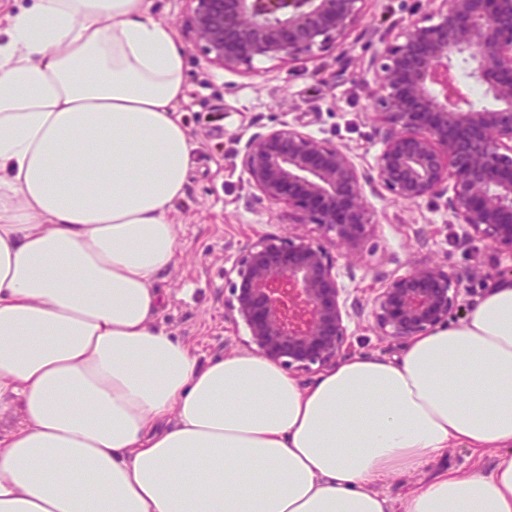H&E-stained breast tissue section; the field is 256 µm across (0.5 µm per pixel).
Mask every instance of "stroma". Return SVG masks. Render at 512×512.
I'll list each match as a JSON object with an SVG mask.
<instances>
[{
  "label": "stroma",
  "mask_w": 512,
  "mask_h": 512,
  "mask_svg": "<svg viewBox=\"0 0 512 512\" xmlns=\"http://www.w3.org/2000/svg\"><path fill=\"white\" fill-rule=\"evenodd\" d=\"M414 6V0H367L360 24L336 49L300 62L258 59L249 71L225 69L200 56L183 24L187 0H153L154 14L174 27L186 60V99L178 110L197 146L185 195L172 211L174 223L183 227L179 257L156 281L160 322L200 362L243 351L248 338L246 328L224 320V270L236 259L239 243L265 235L319 234L316 225L285 221L284 205L252 195L233 158L239 139L285 120L350 148L359 171L374 173L385 127L369 105L375 85L366 66L381 49L380 36L397 34ZM368 202L377 224L362 260L336 258L339 282L351 298L370 301L386 280L419 262L449 259L459 273L472 267L512 268L511 252L477 239L463 241L444 203L416 204L388 194L369 196ZM370 320L365 312L348 322L355 353L397 356L400 345L375 336ZM495 461L494 453L477 455L454 445L421 469L383 479L374 489L387 498L390 512H400L406 496L440 472L470 466L487 471Z\"/></svg>",
  "instance_id": "35a3bbf8"
}]
</instances>
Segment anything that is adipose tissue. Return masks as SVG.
<instances>
[{
    "instance_id": "ef3b65f1",
    "label": "adipose tissue",
    "mask_w": 512,
    "mask_h": 512,
    "mask_svg": "<svg viewBox=\"0 0 512 512\" xmlns=\"http://www.w3.org/2000/svg\"><path fill=\"white\" fill-rule=\"evenodd\" d=\"M152 0H35L0 41V512H512V278L400 357L300 388L158 325L195 146ZM495 461L496 455L492 452H485L479 456L469 448L454 445L421 469L404 477L383 479L374 484L373 489L387 498L391 512H400L401 503L406 496L440 472L474 465L487 471L493 467Z\"/></svg>"
}]
</instances>
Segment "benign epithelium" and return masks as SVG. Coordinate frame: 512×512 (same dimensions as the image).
Returning a JSON list of instances; mask_svg holds the SVG:
<instances>
[{
	"label": "benign epithelium",
	"mask_w": 512,
	"mask_h": 512,
	"mask_svg": "<svg viewBox=\"0 0 512 512\" xmlns=\"http://www.w3.org/2000/svg\"><path fill=\"white\" fill-rule=\"evenodd\" d=\"M366 0H188L187 28L203 59L225 69L256 59L296 62L335 47ZM372 59L371 107L387 125L376 176L349 153L281 121L235 150L258 198L288 206V222L319 227L337 250L362 257L375 227L365 187L446 206L464 236L512 252V0H427ZM465 65L490 104L457 82ZM224 318L280 367L323 370L354 353L349 294L336 259L307 235L263 236L224 270ZM469 292L448 262L413 265L372 298L373 329L399 344L448 325Z\"/></svg>",
	"instance_id": "benign-epithelium-1"
}]
</instances>
